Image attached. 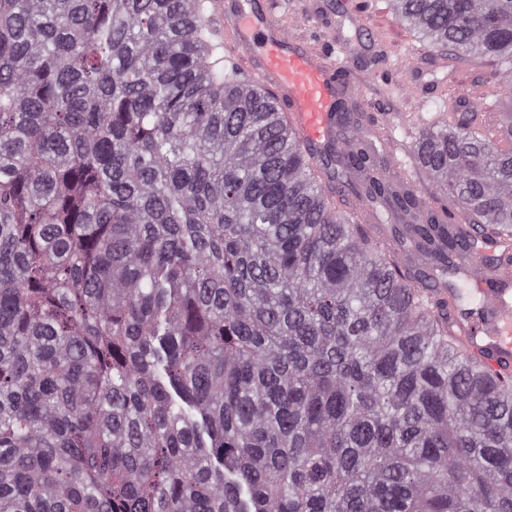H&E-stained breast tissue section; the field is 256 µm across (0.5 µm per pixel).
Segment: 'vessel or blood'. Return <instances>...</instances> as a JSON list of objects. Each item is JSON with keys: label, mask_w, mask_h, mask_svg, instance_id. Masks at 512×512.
<instances>
[{"label": "vessel or blood", "mask_w": 512, "mask_h": 512, "mask_svg": "<svg viewBox=\"0 0 512 512\" xmlns=\"http://www.w3.org/2000/svg\"><path fill=\"white\" fill-rule=\"evenodd\" d=\"M280 7V0H216L211 30L234 63L287 107L300 139L318 146L336 136L337 101L354 93L336 78L335 55L343 46L333 38L308 46L278 24ZM461 264L481 302L459 315L451 329L495 373L512 365V264L490 269L482 253L463 256Z\"/></svg>", "instance_id": "obj_1"}]
</instances>
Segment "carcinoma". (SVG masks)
<instances>
[{
  "label": "carcinoma",
  "instance_id": "carcinoma-1",
  "mask_svg": "<svg viewBox=\"0 0 512 512\" xmlns=\"http://www.w3.org/2000/svg\"><path fill=\"white\" fill-rule=\"evenodd\" d=\"M391 9L512 98V0ZM217 50L207 0H0V512H512V369L448 328L512 110L424 127L425 193Z\"/></svg>",
  "mask_w": 512,
  "mask_h": 512
}]
</instances>
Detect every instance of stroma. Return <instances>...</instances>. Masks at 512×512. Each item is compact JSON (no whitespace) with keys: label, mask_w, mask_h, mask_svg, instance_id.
<instances>
[{"label":"stroma","mask_w":512,"mask_h":512,"mask_svg":"<svg viewBox=\"0 0 512 512\" xmlns=\"http://www.w3.org/2000/svg\"><path fill=\"white\" fill-rule=\"evenodd\" d=\"M283 2L282 25L311 45H319L336 29L353 44V52L341 58L342 79L355 89L351 102L400 143L404 167L418 187L427 188L428 180L413 161L416 133L440 113L457 111L460 95H474L476 126L495 128L499 108L491 93L500 80L496 62L460 59L452 51L430 48L395 19L389 0Z\"/></svg>","instance_id":"obj_1"}]
</instances>
